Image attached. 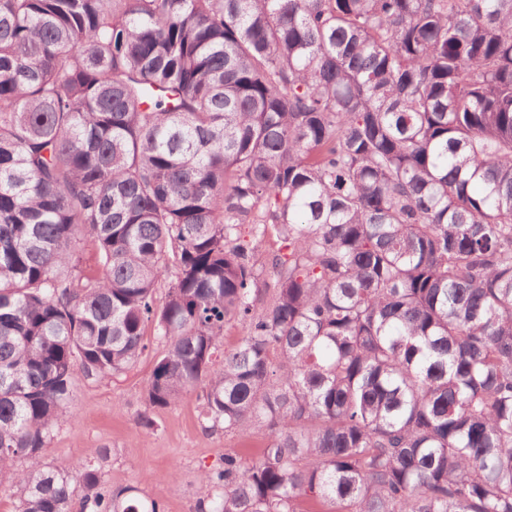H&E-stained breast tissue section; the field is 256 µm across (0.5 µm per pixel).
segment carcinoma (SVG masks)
<instances>
[{
    "mask_svg": "<svg viewBox=\"0 0 512 512\" xmlns=\"http://www.w3.org/2000/svg\"><path fill=\"white\" fill-rule=\"evenodd\" d=\"M150 329L147 408L265 430L194 512H512V0H0L19 512H163L42 462Z\"/></svg>",
    "mask_w": 512,
    "mask_h": 512,
    "instance_id": "1",
    "label": "carcinoma"
}]
</instances>
